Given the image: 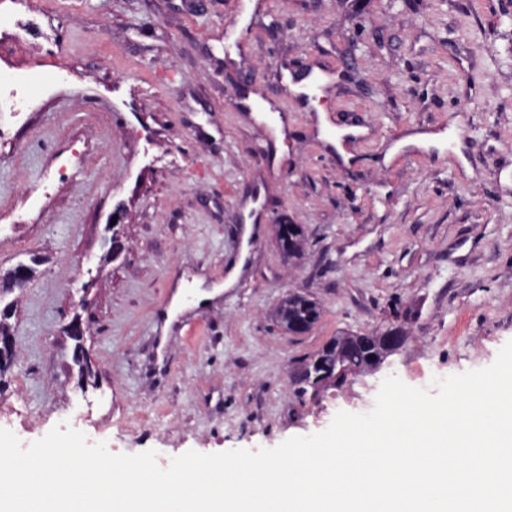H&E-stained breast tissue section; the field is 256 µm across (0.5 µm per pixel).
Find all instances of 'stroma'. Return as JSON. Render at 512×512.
<instances>
[{"label": "stroma", "mask_w": 512, "mask_h": 512, "mask_svg": "<svg viewBox=\"0 0 512 512\" xmlns=\"http://www.w3.org/2000/svg\"><path fill=\"white\" fill-rule=\"evenodd\" d=\"M0 0L29 73L32 112L0 138V301L16 343L0 427L22 412L34 442L84 400L109 451H258L369 412L382 380L421 386L490 365L512 340V13L503 0ZM245 30L227 48L230 25ZM322 82L297 97V73ZM288 112L287 134L251 113ZM460 155L414 139L449 137ZM371 137L338 153L330 128ZM120 224H113V213ZM303 225L300 258L275 226ZM124 244L110 255L113 237ZM234 287L192 305L204 288ZM317 300L309 332L283 331L288 292ZM412 310L406 344L319 397L290 367L333 337ZM80 322L83 334L69 328Z\"/></svg>", "instance_id": "35a3bbf8"}]
</instances>
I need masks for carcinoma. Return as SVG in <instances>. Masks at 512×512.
Here are the masks:
<instances>
[{
	"mask_svg": "<svg viewBox=\"0 0 512 512\" xmlns=\"http://www.w3.org/2000/svg\"><path fill=\"white\" fill-rule=\"evenodd\" d=\"M290 238H277L280 250L288 257L296 256L305 241L300 224L292 225ZM320 317L316 301L303 293H292L278 307L277 318L287 330L293 332L298 326L312 328ZM391 355L380 339L368 334H344L336 336L321 349L305 357L299 367L306 372L296 381V392L317 396L331 387L340 386V381L379 367Z\"/></svg>",
	"mask_w": 512,
	"mask_h": 512,
	"instance_id": "cac0c4a2",
	"label": "carcinoma"
}]
</instances>
